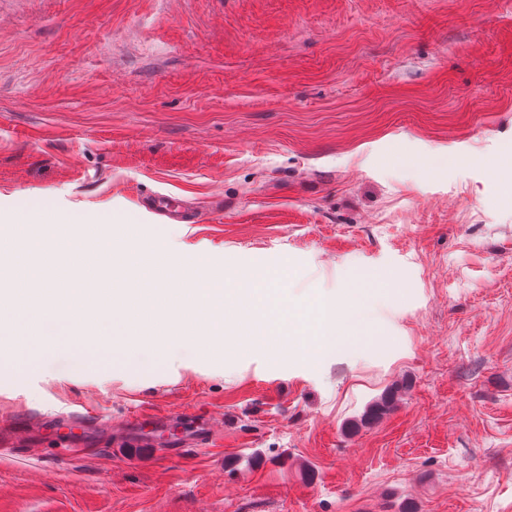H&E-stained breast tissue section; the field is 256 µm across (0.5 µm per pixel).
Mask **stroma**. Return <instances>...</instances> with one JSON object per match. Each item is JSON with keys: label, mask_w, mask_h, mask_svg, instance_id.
Segmentation results:
<instances>
[{"label": "stroma", "mask_w": 512, "mask_h": 512, "mask_svg": "<svg viewBox=\"0 0 512 512\" xmlns=\"http://www.w3.org/2000/svg\"><path fill=\"white\" fill-rule=\"evenodd\" d=\"M38 206L403 298L317 365L0 351V439L42 438L0 455V512H512V0H0V222ZM70 404L224 445L59 459Z\"/></svg>", "instance_id": "35a3bbf8"}]
</instances>
